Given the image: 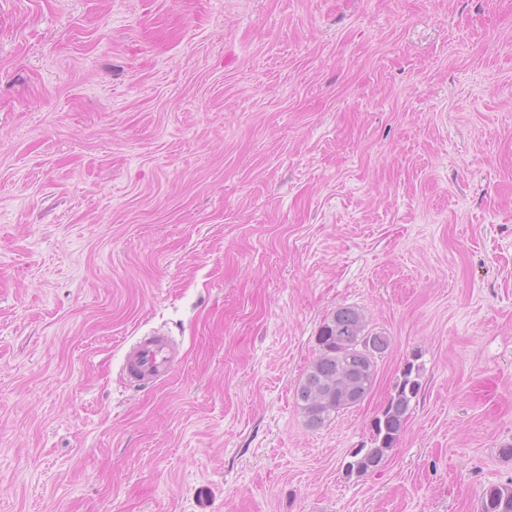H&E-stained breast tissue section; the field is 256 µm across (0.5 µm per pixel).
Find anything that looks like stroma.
Segmentation results:
<instances>
[{"label":"stroma","instance_id":"stroma-1","mask_svg":"<svg viewBox=\"0 0 512 512\" xmlns=\"http://www.w3.org/2000/svg\"><path fill=\"white\" fill-rule=\"evenodd\" d=\"M341 306L391 347L312 430ZM507 442L512 0H0V512H480ZM178 348L164 333L140 336L124 354V372L135 387H144L168 378L177 365ZM418 358L407 360L393 383L392 391L382 409L370 423V446L354 448L344 464L347 478H363L377 472L388 452L397 446L403 434L412 401L421 390L423 366Z\"/></svg>","mask_w":512,"mask_h":512}]
</instances>
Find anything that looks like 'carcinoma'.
<instances>
[{"mask_svg":"<svg viewBox=\"0 0 512 512\" xmlns=\"http://www.w3.org/2000/svg\"><path fill=\"white\" fill-rule=\"evenodd\" d=\"M318 356L296 388V404L306 427L318 429L336 413L361 403L376 380L377 359L390 347V338L369 328L365 314L352 306L336 309L317 336ZM423 365L404 363L382 409L370 423V446L355 448L344 464L349 478L377 472L403 434L412 401L421 390ZM480 512H512V482L484 489Z\"/></svg>","mask_w":512,"mask_h":512,"instance_id":"1","label":"carcinoma"}]
</instances>
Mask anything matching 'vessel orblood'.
<instances>
[{"instance_id":"1","label":"vessel or blood","mask_w":512,"mask_h":512,"mask_svg":"<svg viewBox=\"0 0 512 512\" xmlns=\"http://www.w3.org/2000/svg\"><path fill=\"white\" fill-rule=\"evenodd\" d=\"M178 360L175 341L164 333L153 332L137 338L124 354V372L134 386L144 387L168 378Z\"/></svg>"}]
</instances>
